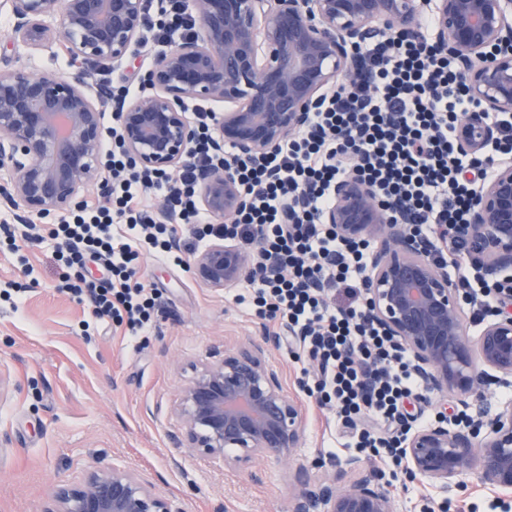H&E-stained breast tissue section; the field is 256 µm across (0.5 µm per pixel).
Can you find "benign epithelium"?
<instances>
[{
  "instance_id": "obj_1",
  "label": "benign epithelium",
  "mask_w": 512,
  "mask_h": 512,
  "mask_svg": "<svg viewBox=\"0 0 512 512\" xmlns=\"http://www.w3.org/2000/svg\"><path fill=\"white\" fill-rule=\"evenodd\" d=\"M435 40L455 64L478 110L463 115L457 151L484 157L501 130L488 115H512V0H426ZM148 0H0L15 20L13 40L29 51L61 43L75 61L115 70L145 43ZM198 33L157 53L145 72L148 90L112 103L124 148L149 171H175L189 155L196 129L190 101L224 104L217 139L240 155H268L304 127L328 90L351 76L354 51L392 34L421 39L416 0H192ZM109 92H89L79 78L0 68V168L3 194L22 206L20 219L70 210L107 182L103 106ZM474 204L463 225L460 262L493 278L500 312L468 336L459 290L447 265L414 236L403 209L382 203L349 175L336 181L335 202L322 214L343 240L382 239L368 266V314L392 343L413 358L432 393L474 396L494 372L512 377V158L491 162L473 182ZM199 201L230 220L244 203L225 167L199 181ZM262 242L244 250L218 238L193 262L199 280L227 288L263 270ZM277 337L263 334L194 367L172 411L179 447L222 467L257 458L291 457L303 441L302 405L288 397L267 352ZM240 454L231 457L228 451ZM406 478L441 489L474 478L512 491V404L481 403L472 421L446 420L407 436L400 449ZM347 473L356 478L345 484ZM43 512H186L141 472L98 466L74 484H60ZM289 512H395L381 478L359 457L323 482L305 477Z\"/></svg>"
}]
</instances>
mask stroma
Masks as SVG:
<instances>
[{
  "instance_id": "1",
  "label": "stroma",
  "mask_w": 512,
  "mask_h": 512,
  "mask_svg": "<svg viewBox=\"0 0 512 512\" xmlns=\"http://www.w3.org/2000/svg\"><path fill=\"white\" fill-rule=\"evenodd\" d=\"M13 20L0 12V65L62 77L82 76L90 89L139 84L164 42L106 72L72 60L65 48L28 52L14 43ZM141 277L157 289L151 326L130 338L92 321L89 302L60 292L67 269L47 239L17 254L0 249V512H43L55 485L78 482L96 465L119 463L147 475L158 492L187 512H288L301 472L339 473L353 451L344 427L327 422L301 381L313 364L294 339L270 350L286 393L303 406L304 440L291 459L256 460L222 469L177 447L171 408L192 364L214 351L259 338L263 322L237 303L243 284L205 286L192 266L152 254ZM384 474L397 512H512V494L468 480L441 491L403 481L388 461L369 458Z\"/></svg>"
}]
</instances>
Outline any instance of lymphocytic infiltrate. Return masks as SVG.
<instances>
[{
    "label": "lymphocytic infiltrate",
    "instance_id": "lymphocytic-infiltrate-1",
    "mask_svg": "<svg viewBox=\"0 0 512 512\" xmlns=\"http://www.w3.org/2000/svg\"><path fill=\"white\" fill-rule=\"evenodd\" d=\"M357 56L360 68L294 138L270 156L239 161L236 176L247 205L232 223H211L197 203L203 173L225 162L201 111L189 156L175 177L139 168L124 153L118 126L109 127L107 204L85 205L49 233L60 239V258L73 272L64 291L89 299L97 320L123 326L130 337L151 323L156 305L155 286L138 276L141 253L183 264L172 248L189 224L201 241L229 235L246 247L262 239L286 274L251 275L249 306L299 337L318 367L306 391L321 408L348 423L369 417L352 435L356 447L394 464L404 433L391 424L400 420L405 398L424 393L408 354L365 318L369 241L339 239L320 216L333 203L336 180L353 173L382 201L407 204L415 235L433 244L439 261L455 260L473 200L461 177L473 162L457 153L455 131L475 103L431 38L413 43L396 37L359 49ZM157 191L168 203L166 224L146 204ZM287 206L295 213L291 224L281 221ZM92 263L102 277H87Z\"/></svg>",
    "mask_w": 512,
    "mask_h": 512
}]
</instances>
